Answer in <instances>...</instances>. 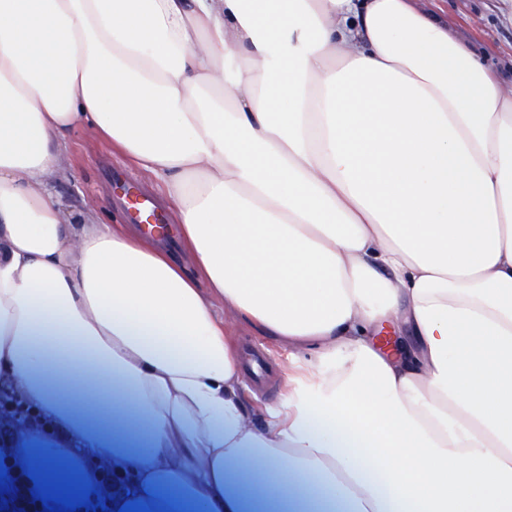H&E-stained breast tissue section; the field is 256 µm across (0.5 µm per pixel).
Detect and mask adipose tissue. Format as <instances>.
<instances>
[{"mask_svg":"<svg viewBox=\"0 0 512 512\" xmlns=\"http://www.w3.org/2000/svg\"><path fill=\"white\" fill-rule=\"evenodd\" d=\"M77 130L194 273L60 201ZM241 320L314 355L261 428ZM0 369L113 512H512V94L418 0H0ZM118 480V481H117ZM114 479V473L112 472V466H106V465H100L99 466V478H98V498H100V501L103 505L106 507L105 511H102L100 509V505H98V502L96 505H94V508H89V511L92 512H109L110 507L108 506V503L112 501V488L117 491L122 488L120 486L118 489V484H123V481L120 478Z\"/></svg>","mask_w":512,"mask_h":512,"instance_id":"adipose-tissue-1","label":"adipose tissue"}]
</instances>
